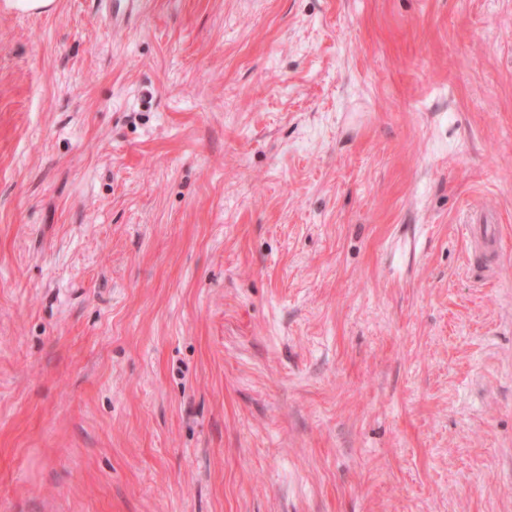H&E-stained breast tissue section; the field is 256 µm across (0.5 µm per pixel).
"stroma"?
<instances>
[{
  "label": "stroma",
  "mask_w": 512,
  "mask_h": 512,
  "mask_svg": "<svg viewBox=\"0 0 512 512\" xmlns=\"http://www.w3.org/2000/svg\"><path fill=\"white\" fill-rule=\"evenodd\" d=\"M105 15L0 0V512H512V0ZM471 236L474 242V252L487 258L486 269L489 275H494L496 267L493 262L497 253L498 230L494 224L471 225Z\"/></svg>",
  "instance_id": "35a3bbf8"
}]
</instances>
